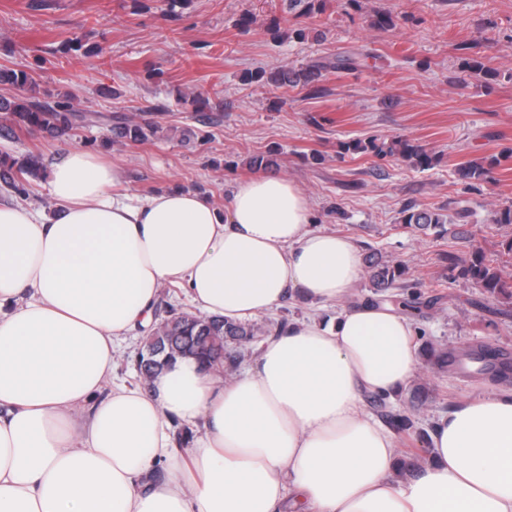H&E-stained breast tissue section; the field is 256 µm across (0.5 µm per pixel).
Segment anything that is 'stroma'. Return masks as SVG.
I'll return each mask as SVG.
<instances>
[{
	"instance_id": "1",
	"label": "stroma",
	"mask_w": 512,
	"mask_h": 512,
	"mask_svg": "<svg viewBox=\"0 0 512 512\" xmlns=\"http://www.w3.org/2000/svg\"><path fill=\"white\" fill-rule=\"evenodd\" d=\"M377 11L391 14L393 27L371 26ZM246 13L254 22L244 31L237 21ZM296 28L304 38L291 37ZM76 35L102 54L64 52ZM339 54L367 60L349 73H324L327 94L318 99L298 86L241 80L248 70L298 69ZM469 54L484 58L495 79L464 78L460 64ZM5 61L36 72L43 103L70 94L91 119L69 139L0 137V152L48 162L81 148L117 166L129 193L194 189L219 206L253 175V156L273 153V174L304 192L314 226L349 236L362 255L407 264L408 283L431 304L411 317L418 343L459 354L488 345L512 358V303L440 260L449 251L466 259L478 248L500 265L501 244L512 238V224L493 221L512 206V159L489 183L469 188L455 176L461 162L512 152V0H324L322 13L297 20L283 0H0ZM196 96L209 100V110L193 111ZM136 111L194 129V145L107 144L114 118ZM396 135L440 163L422 171L340 151L348 140ZM410 204L441 213L445 234L403 224ZM415 382L429 416L492 386L475 367L426 363Z\"/></svg>"
}]
</instances>
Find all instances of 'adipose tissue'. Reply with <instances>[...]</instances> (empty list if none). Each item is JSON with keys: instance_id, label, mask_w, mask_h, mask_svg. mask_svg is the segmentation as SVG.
<instances>
[{"instance_id": "1", "label": "adipose tissue", "mask_w": 512, "mask_h": 512, "mask_svg": "<svg viewBox=\"0 0 512 512\" xmlns=\"http://www.w3.org/2000/svg\"><path fill=\"white\" fill-rule=\"evenodd\" d=\"M120 181L73 148L49 164L50 210L0 201V512H512V387L441 413L426 463L399 477L365 397L409 385L417 331L355 296L357 245L314 228L294 182L258 173L219 207ZM169 283L230 322L287 298L338 311L289 322L227 383L193 359L146 388L113 382ZM176 419L202 426L183 450Z\"/></svg>"}]
</instances>
